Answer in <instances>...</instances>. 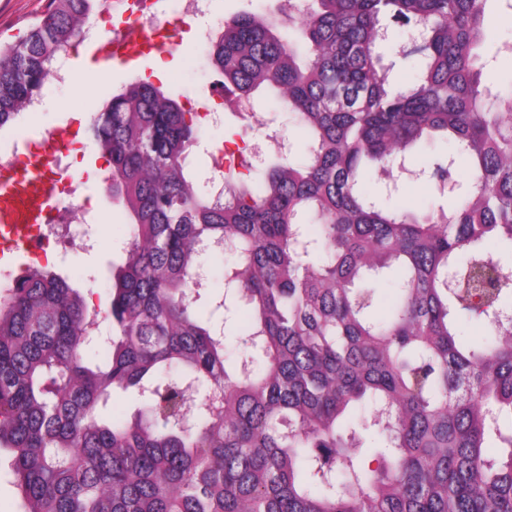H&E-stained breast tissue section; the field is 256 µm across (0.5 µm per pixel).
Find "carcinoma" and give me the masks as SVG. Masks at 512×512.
<instances>
[{
  "label": "carcinoma",
  "instance_id": "cac0c4a2",
  "mask_svg": "<svg viewBox=\"0 0 512 512\" xmlns=\"http://www.w3.org/2000/svg\"><path fill=\"white\" fill-rule=\"evenodd\" d=\"M488 2L281 0L277 15L236 14L210 46L213 72L239 98L271 90L306 139L222 199L197 189L198 113L141 80L112 94L90 132L132 238L105 308L88 311L48 270L0 292V450L23 512H512V332L464 331L512 303L493 254L512 252V91L482 82ZM107 7L50 0L0 42V130ZM386 17L419 29L404 87L380 52ZM436 142L435 180L466 165L450 209L366 190ZM214 243L224 295L203 318L186 293ZM375 281L395 291L384 318ZM236 298L249 320L229 370L217 314ZM101 314L112 334L99 342L87 331ZM129 389L138 416L103 417ZM193 389L210 398L183 424ZM364 406L385 431L374 468L350 432Z\"/></svg>",
  "mask_w": 512,
  "mask_h": 512
}]
</instances>
